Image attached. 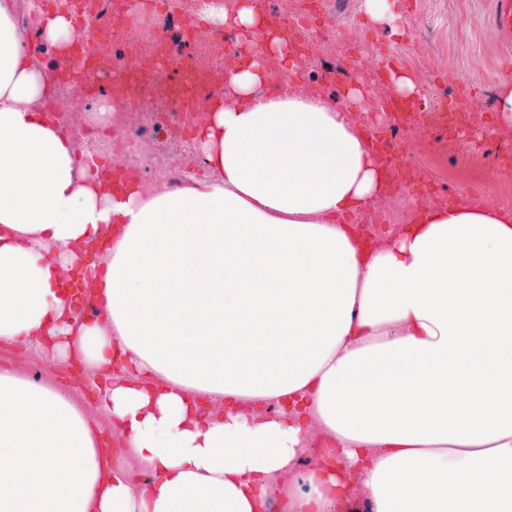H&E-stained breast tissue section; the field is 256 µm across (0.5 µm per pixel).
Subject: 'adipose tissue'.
<instances>
[{
  "label": "adipose tissue",
  "mask_w": 512,
  "mask_h": 512,
  "mask_svg": "<svg viewBox=\"0 0 512 512\" xmlns=\"http://www.w3.org/2000/svg\"><path fill=\"white\" fill-rule=\"evenodd\" d=\"M208 15L243 41L190 135L207 173L171 187L78 168L0 0V344L82 362L99 412L0 372V512H512V212L421 205L369 242L366 133L269 91V59L303 63L254 0ZM314 433L338 476L301 469Z\"/></svg>",
  "instance_id": "obj_1"
}]
</instances>
